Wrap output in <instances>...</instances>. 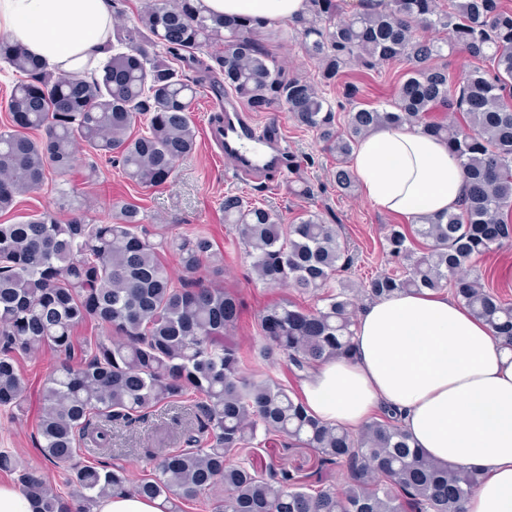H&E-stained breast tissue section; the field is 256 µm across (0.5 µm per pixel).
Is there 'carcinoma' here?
Segmentation results:
<instances>
[{"instance_id":"obj_1","label":"carcinoma","mask_w":512,"mask_h":512,"mask_svg":"<svg viewBox=\"0 0 512 512\" xmlns=\"http://www.w3.org/2000/svg\"><path fill=\"white\" fill-rule=\"evenodd\" d=\"M391 0L387 10L352 14L336 22L340 0H309L292 21L317 81L271 65L282 47L266 27L205 13L202 0H146L139 25L112 15V55L89 75L54 74L39 58L0 37V61L21 75L6 102L10 124L0 128V213L41 188L77 155L121 166L126 178L149 188L165 183L197 147L189 115L198 87L209 84L250 112L285 105L299 128L316 133L336 159L343 194L356 179L345 167L361 137L383 127H422L448 143L465 172L458 211L419 218L407 230L387 225L383 251L398 264L353 293L339 272L355 257L338 225L306 212L290 224L236 194L224 196L228 224L271 288L316 297L310 309L292 301L258 316L261 344L245 353L235 325L241 302L217 284L224 252L203 234L168 236L125 203L112 221L77 210L62 222L42 212L0 224V410L24 411L21 361L45 348L60 359L44 378V410L37 424L43 460L65 471L71 493H52L44 473L0 451V471L16 476L35 512H95L108 495L135 494L160 512H184L203 501L210 512H466L483 480L412 448L398 414L383 407L353 433L322 422L302 399L272 379H255L247 365L267 369L281 358L295 374L352 353L355 308L399 292L449 290L512 350V302L467 270L472 260L512 242V7L502 0ZM428 31L416 35V28ZM452 34L448 43L434 33ZM213 45L218 49L199 56ZM462 51L493 61L457 81L438 64ZM403 59L391 109L359 108L336 126L332 106L317 85L358 87L349 70ZM27 111L24 125L14 109ZM462 114L466 128L428 121L436 111ZM185 276L173 280L167 256ZM95 321L102 334L76 342V328ZM189 423L181 447L141 449L150 473L135 479L120 463L92 466L77 448L112 450V429L134 427L158 407ZM279 447L263 463L259 451ZM315 453L311 471L288 467V451ZM341 470L338 489L325 482Z\"/></svg>"}]
</instances>
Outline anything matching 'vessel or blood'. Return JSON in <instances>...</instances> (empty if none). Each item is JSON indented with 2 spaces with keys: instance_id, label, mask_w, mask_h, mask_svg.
I'll return each mask as SVG.
<instances>
[{
  "instance_id": "b4317fda",
  "label": "vessel or blood",
  "mask_w": 512,
  "mask_h": 512,
  "mask_svg": "<svg viewBox=\"0 0 512 512\" xmlns=\"http://www.w3.org/2000/svg\"><path fill=\"white\" fill-rule=\"evenodd\" d=\"M224 130L211 139L233 171L246 176H276L284 168L287 150L281 141L259 132L250 113L234 100H224Z\"/></svg>"
}]
</instances>
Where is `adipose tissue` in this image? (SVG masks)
<instances>
[{"label":"adipose tissue","mask_w":512,"mask_h":512,"mask_svg":"<svg viewBox=\"0 0 512 512\" xmlns=\"http://www.w3.org/2000/svg\"><path fill=\"white\" fill-rule=\"evenodd\" d=\"M208 14L258 23L292 19L307 0H203ZM0 35L60 73L98 66L112 41L109 0H0ZM352 167L378 208L415 219L456 210L465 176L446 143L384 127L357 145ZM320 419L358 431L384 406L414 447L485 479L467 512H512V350L459 301L432 291L368 304L352 353L301 382Z\"/></svg>","instance_id":"1"}]
</instances>
